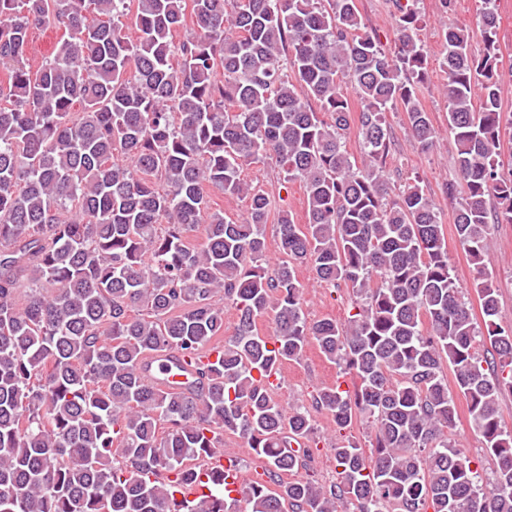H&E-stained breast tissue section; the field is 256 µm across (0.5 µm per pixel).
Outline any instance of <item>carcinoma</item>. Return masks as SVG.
Segmentation results:
<instances>
[{
  "mask_svg": "<svg viewBox=\"0 0 512 512\" xmlns=\"http://www.w3.org/2000/svg\"><path fill=\"white\" fill-rule=\"evenodd\" d=\"M416 2L395 0L388 55L356 0H0V512H512V428L499 412L512 329L495 322L487 264L492 227L512 224L496 0H481L482 55L450 26L442 59L465 186L454 230L476 269L482 331L439 208L416 182L390 199L385 112L402 108L421 150L438 139L417 97L428 53ZM44 27L62 37L34 71L29 40ZM348 86L362 105L358 159L344 138ZM269 159L307 200V224L279 214L271 274L269 198L242 177ZM209 188L247 198L246 218L210 211ZM198 224L199 247L188 239ZM303 264L350 288L356 313L308 321ZM217 296L237 312L228 337ZM312 342L355 379L320 389L313 407L341 430L363 418L375 432L368 453L352 436L336 441L329 487L280 481L305 467L314 424L268 382ZM208 345L214 362L201 356ZM157 352L191 361L185 389L145 373ZM457 394L495 461L488 477L448 440ZM226 431L279 491L254 482L239 499L185 496Z\"/></svg>",
  "mask_w": 512,
  "mask_h": 512,
  "instance_id": "carcinoma-1",
  "label": "carcinoma"
}]
</instances>
